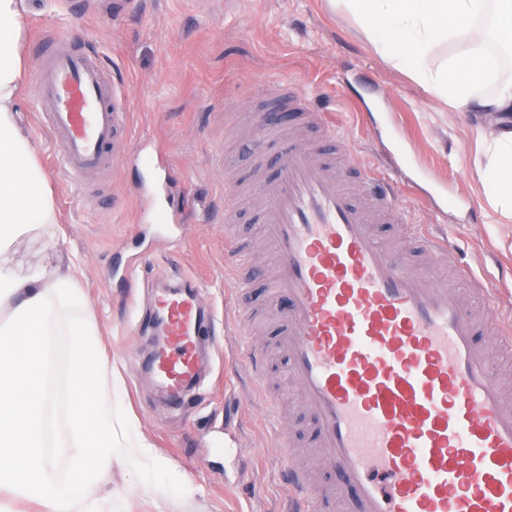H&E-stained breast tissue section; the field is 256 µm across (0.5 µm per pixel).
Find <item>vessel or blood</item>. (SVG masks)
Wrapping results in <instances>:
<instances>
[{"label":"vessel or blood","mask_w":512,"mask_h":512,"mask_svg":"<svg viewBox=\"0 0 512 512\" xmlns=\"http://www.w3.org/2000/svg\"><path fill=\"white\" fill-rule=\"evenodd\" d=\"M70 34L53 35L37 66L34 102L70 180L116 169L128 135L129 101L95 53ZM307 121L330 145L335 126L297 83L265 94L254 123L280 152L273 174L251 191L261 202L272 274L265 294L278 317L286 371L316 431L320 463L336 483L313 484L285 448L292 512H512V396L476 341L467 298L447 279L414 269L412 256L456 266L485 294L447 242L424 233L395 249L378 224H405L409 210L390 186L355 168L348 184L336 155L290 136ZM161 346L148 372L181 404L205 366L214 323L198 286L164 287L150 308Z\"/></svg>","instance_id":"b4317fda"}]
</instances>
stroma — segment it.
<instances>
[{
  "mask_svg": "<svg viewBox=\"0 0 512 512\" xmlns=\"http://www.w3.org/2000/svg\"><path fill=\"white\" fill-rule=\"evenodd\" d=\"M114 2L30 0L27 26L72 27L127 89L130 138L115 174L69 186L32 85L16 101L52 188L57 252L81 260L84 311L122 380L113 410L154 451L134 467L113 462L112 512H287V464L244 355H272L267 386L301 448L314 441L307 414L275 354L276 323L258 320L244 344L228 333L236 309L262 303L268 261L262 226L244 204L230 228L251 255L237 275L224 267V177L249 179L277 153L241 121L248 103L288 80L313 97L344 133L350 161L401 182L411 222L377 225V235L389 246L413 229L447 236L489 290L473 297L476 316L512 311V219L485 195L474 113L427 93L330 0H130L119 12ZM185 281L200 286L217 334L200 385L179 407L145 370L141 321L162 285Z\"/></svg>",
  "mask_w": 512,
  "mask_h": 512,
  "instance_id": "1",
  "label": "stroma"
}]
</instances>
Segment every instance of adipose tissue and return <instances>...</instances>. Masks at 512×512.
Here are the masks:
<instances>
[{"label":"adipose tissue","instance_id":"ef3b65f1","mask_svg":"<svg viewBox=\"0 0 512 512\" xmlns=\"http://www.w3.org/2000/svg\"><path fill=\"white\" fill-rule=\"evenodd\" d=\"M383 57L459 112L478 113L479 175L501 215L512 217V80L499 79V52H512V0H332ZM27 0H0V493L42 504L45 512H112L98 497L112 475L118 438L130 426L115 417L112 389L85 384L109 364L80 310L72 261L53 260L57 216L45 172L18 128L15 103L26 66L21 48ZM448 57L438 71L439 47ZM26 244L46 259L27 260ZM67 338L59 349L57 335ZM64 393L53 392L59 357ZM66 397L65 417L55 406ZM67 458L70 480L55 461Z\"/></svg>","mask_w":512,"mask_h":512}]
</instances>
